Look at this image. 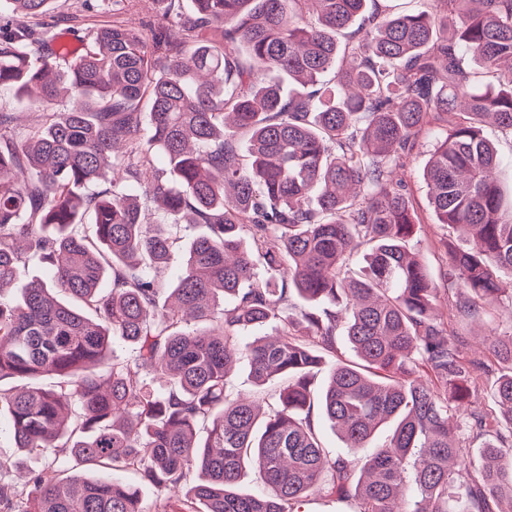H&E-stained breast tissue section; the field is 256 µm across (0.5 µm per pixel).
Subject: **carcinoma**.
Here are the masks:
<instances>
[{
    "label": "carcinoma",
    "instance_id": "carcinoma-1",
    "mask_svg": "<svg viewBox=\"0 0 512 512\" xmlns=\"http://www.w3.org/2000/svg\"><path fill=\"white\" fill-rule=\"evenodd\" d=\"M51 2L7 0L0 24V85L46 108L80 100L20 135L0 111V381L17 382L0 411L15 447L53 455L22 487L0 482V512H142L117 470L171 493L165 512H295L320 493L360 512L512 505V369L485 412L490 365L438 307L479 319L512 277V194L483 136L512 135V0L399 15L380 0H193L189 17L164 0L153 50L114 20L72 60L44 22ZM467 54L495 87H472ZM444 116L423 179L436 222L468 246L445 244L440 289L407 247L420 219L395 174ZM178 224L205 232L168 302ZM34 259L47 278L4 294ZM269 326L277 338L238 344ZM340 336L357 361L331 364L317 391ZM114 337L129 358H112ZM489 350L512 365V332ZM240 359L258 386L283 380L264 410L229 392ZM315 410L354 452L374 448L359 476L321 446ZM248 468L271 493L238 489Z\"/></svg>",
    "mask_w": 512,
    "mask_h": 512
}]
</instances>
